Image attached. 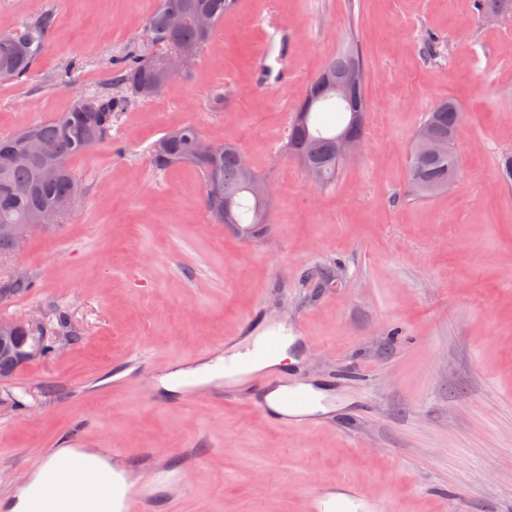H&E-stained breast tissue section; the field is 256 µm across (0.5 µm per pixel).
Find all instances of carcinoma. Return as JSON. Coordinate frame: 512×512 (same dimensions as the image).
I'll return each mask as SVG.
<instances>
[{
  "label": "carcinoma",
  "instance_id": "1",
  "mask_svg": "<svg viewBox=\"0 0 512 512\" xmlns=\"http://www.w3.org/2000/svg\"><path fill=\"white\" fill-rule=\"evenodd\" d=\"M237 0H159L147 21V34L159 52L181 51L192 66L212 40L217 23L232 11ZM183 11L189 21L177 29L169 27V12ZM206 12L211 18L207 31L191 18ZM52 15L41 14L6 32H0V81H19L29 75L45 46V34ZM351 81L352 105L336 106L302 101L289 122L283 149L299 158L309 156L318 169L316 187L336 182L342 161L336 158V132L348 129L357 140L364 134L368 103L364 90V68L354 39H349L324 65L314 81ZM171 79L159 74L153 55L131 56L113 77L112 90L77 101L58 117L33 124L26 129L0 136V225L35 224L40 212L60 202L75 204L83 195L85 183L71 167V160L112 139V128L128 105V95L141 101L159 96ZM340 112L342 124L336 128L322 125L320 114ZM463 113L452 99L444 100L426 113L422 124L431 138L447 145L460 128ZM203 138L193 123L171 128L148 148L153 167L162 172L173 167L190 166L200 172L204 182V204L211 223H224V199L233 205L238 224H255L256 207L248 177L239 162V146L233 141L218 144L216 158L200 156L196 145ZM36 139L48 144L54 154L56 173L50 180L42 177L43 162L23 157L25 144ZM458 167L456 157L447 153L442 160L412 154L409 185L416 198H429L448 183V171Z\"/></svg>",
  "mask_w": 512,
  "mask_h": 512
}]
</instances>
